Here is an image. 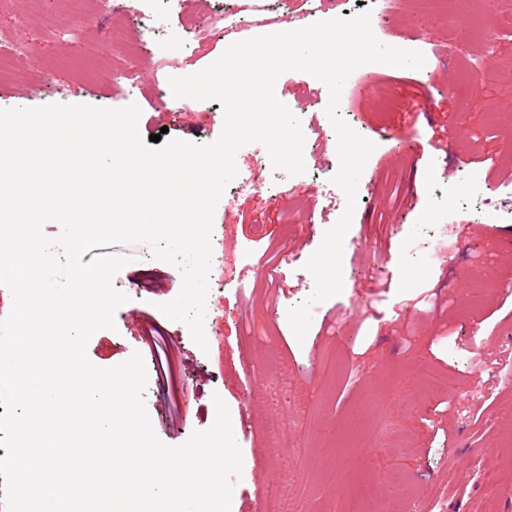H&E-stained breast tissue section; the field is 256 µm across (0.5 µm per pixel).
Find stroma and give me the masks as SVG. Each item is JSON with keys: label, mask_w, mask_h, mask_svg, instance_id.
<instances>
[{"label": "stroma", "mask_w": 512, "mask_h": 512, "mask_svg": "<svg viewBox=\"0 0 512 512\" xmlns=\"http://www.w3.org/2000/svg\"><path fill=\"white\" fill-rule=\"evenodd\" d=\"M369 0H288L278 17L226 15L224 0H166L156 41L129 55L103 39L104 18L87 6L74 31L67 0H0V108L136 103L142 137L210 143L222 132L217 101L175 98L169 79L196 73L233 42L348 19ZM499 21L493 44L480 36ZM373 32L382 43L421 51L420 70L380 64L354 71L339 109L376 144L358 183L345 236L343 289L316 303L304 340L288 310L314 290L304 265L346 199L328 184L339 167L325 112L327 86L302 71L275 95L301 121L306 171L261 170L262 145L236 154L250 193H224L213 217L207 349L160 304L177 297L179 270L141 244L93 248L129 262L113 278L128 302L114 329L86 353L108 368L140 353L146 407L164 444H183L226 403L243 468L232 477L231 512H266L286 489L305 512H512V0L486 13L460 0L454 15L398 0ZM491 66L479 100L459 81V61ZM135 79L114 83L117 72ZM474 174L482 192L460 181ZM500 478L483 479L488 453ZM374 496L363 499V483Z\"/></svg>", "instance_id": "35a3bbf8"}]
</instances>
